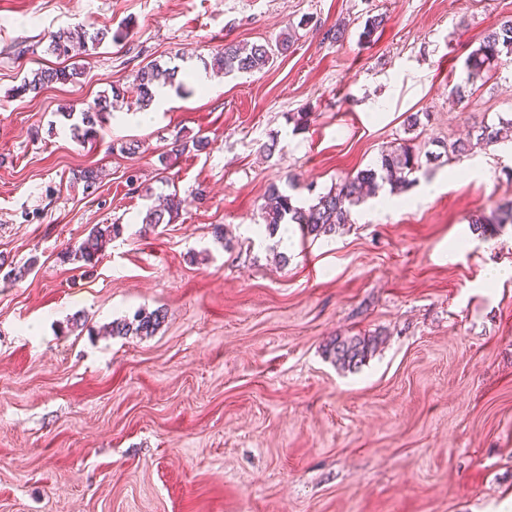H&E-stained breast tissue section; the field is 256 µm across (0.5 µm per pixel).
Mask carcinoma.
Returning a JSON list of instances; mask_svg holds the SVG:
<instances>
[{
	"label": "carcinoma",
	"mask_w": 512,
	"mask_h": 512,
	"mask_svg": "<svg viewBox=\"0 0 512 512\" xmlns=\"http://www.w3.org/2000/svg\"><path fill=\"white\" fill-rule=\"evenodd\" d=\"M123 32L115 33L102 28L92 32L84 27L61 29L51 36L50 51L58 58L70 59L74 52L86 51L87 43L98 45L109 38L114 42L120 40ZM290 35H283L275 44L252 43L241 45L226 43L211 53L204 65L226 75L232 73L252 74L269 66L276 54L288 51ZM512 54V19L502 21L497 28L490 31L466 58L465 84L455 88V95L465 97V86L482 79L497 69L502 53ZM83 75L82 68L76 65L61 68L38 69L32 77L25 78L16 91L36 93L43 86L51 83L73 84L79 82ZM140 103H150L162 88L173 87L182 90L185 83L178 79V69L163 67L156 62H149L140 67L135 76ZM121 96L119 88H112V96H100L95 101L85 104L77 111L70 109L63 113L68 119H77L72 124L75 134L91 137L97 134V126L102 123L106 112ZM422 170L419 154L407 145L388 153L381 154L378 163L359 171L334 185L327 192L319 194L308 205L299 206L293 197L283 192L275 183L269 185L265 192L263 220L266 229L273 233L282 224H296L303 236L319 238L336 233V230L348 223L350 208L356 205L364 195L374 193L380 184H387L391 192L400 194L416 183L412 174ZM99 171L94 168L80 172L79 180L83 182L84 192L92 195L99 189ZM182 200L171 193L165 203L147 208L142 223L148 225L169 224L179 215ZM473 231L484 237L498 234L507 224H512V203L499 205L489 214H480L471 220ZM120 224H95L84 239L67 247V253L86 264L98 260L106 244L120 235ZM165 313L159 309L152 312H138L133 319H116L104 326L109 336H151L164 322ZM377 340L365 336H338L330 343L328 352L337 365L343 368L356 367L376 349Z\"/></svg>",
	"instance_id": "1"
}]
</instances>
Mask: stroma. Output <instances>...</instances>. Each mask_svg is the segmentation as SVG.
Returning a JSON list of instances; mask_svg holds the SVG:
<instances>
[{"instance_id": "obj_1", "label": "stroma", "mask_w": 512, "mask_h": 512, "mask_svg": "<svg viewBox=\"0 0 512 512\" xmlns=\"http://www.w3.org/2000/svg\"><path fill=\"white\" fill-rule=\"evenodd\" d=\"M511 17L512 0H0V512H512V278L482 285L512 265V225L446 257L512 201V145L473 138L512 116V56L452 92ZM82 24L125 36L78 57L80 83L16 94ZM284 33L263 71L204 67ZM152 60L187 90L144 110ZM115 86L99 139L74 138L65 111ZM195 137L208 148L171 154ZM456 140L467 155L423 167L404 205L380 189L287 254L255 234L270 183L306 202L400 144ZM174 191L178 218L144 225ZM96 224L123 232L95 265L66 256ZM158 308L153 335L102 332ZM357 334L378 348L337 366L330 341Z\"/></svg>"}]
</instances>
